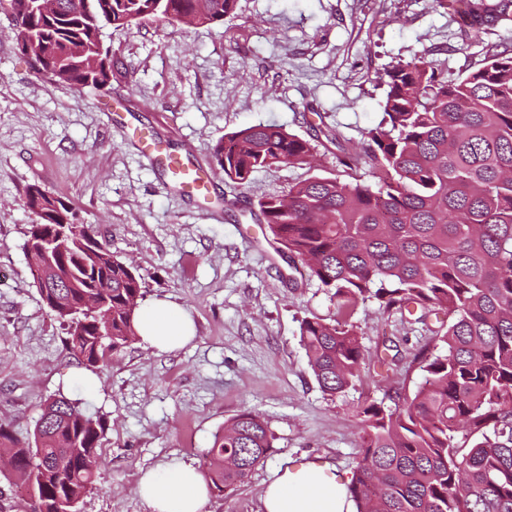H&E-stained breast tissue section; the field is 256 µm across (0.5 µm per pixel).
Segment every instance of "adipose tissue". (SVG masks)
Masks as SVG:
<instances>
[{
	"mask_svg": "<svg viewBox=\"0 0 512 512\" xmlns=\"http://www.w3.org/2000/svg\"><path fill=\"white\" fill-rule=\"evenodd\" d=\"M135 329L152 348L172 350L190 342L194 326L190 313L165 299H155L138 311ZM153 512H203L207 487L196 468L168 465L146 473L139 484ZM264 512H356L346 484L329 465L306 462L278 470L269 483Z\"/></svg>",
	"mask_w": 512,
	"mask_h": 512,
	"instance_id": "1",
	"label": "adipose tissue"
}]
</instances>
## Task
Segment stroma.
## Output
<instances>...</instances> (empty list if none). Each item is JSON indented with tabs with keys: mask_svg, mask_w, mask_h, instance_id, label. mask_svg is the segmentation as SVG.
<instances>
[{
	"mask_svg": "<svg viewBox=\"0 0 512 512\" xmlns=\"http://www.w3.org/2000/svg\"><path fill=\"white\" fill-rule=\"evenodd\" d=\"M104 46L108 88L43 76L0 11V422L30 441L44 403L61 394L104 421L80 512H151L140 477L176 462L201 467L214 435L244 411L268 423L276 450L244 484L209 493L203 512H263L273 471L304 460L351 481L361 458L355 408L392 409L413 395L424 382L414 356L448 318L421 322L373 299L341 306L280 251L257 202L338 172V155L381 118L386 69L421 59L451 79L468 73L489 47L512 50V14L474 30L447 0H240L223 24L146 18L105 29ZM258 122L338 140L317 145L312 165L263 168L204 198L164 188L132 138L153 133L207 170L216 141ZM34 184L67 202L75 223L96 225L140 275L143 301L189 311L195 339L170 352L136 339L91 368L71 355L25 250ZM312 317L360 334L365 360L344 396H325L308 365L300 325Z\"/></svg>",
	"mask_w": 512,
	"mask_h": 512,
	"instance_id": "35a3bbf8",
	"label": "stroma"
}]
</instances>
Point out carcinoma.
Instances as JSON below:
<instances>
[{"mask_svg":"<svg viewBox=\"0 0 512 512\" xmlns=\"http://www.w3.org/2000/svg\"><path fill=\"white\" fill-rule=\"evenodd\" d=\"M239 0H56L51 16L27 12L30 35L15 32L19 50L42 63L41 74L63 70L67 82L104 89L112 83L106 27L125 28L146 17L173 23L193 15L218 25ZM476 27L489 14L465 0ZM380 122L360 151L339 158L343 173L314 176L258 201L259 214L291 259L344 304L375 299L387 310H441L445 352L420 353L424 384L404 404L355 410L362 458L348 493L357 512H512V51L490 49L482 66L441 80L423 60L386 72ZM315 145L274 124L227 133L213 164L243 186L252 173L277 164H312ZM378 173L375 185L358 170ZM24 205L39 222L29 236H50L70 223L71 208L37 186ZM66 262L51 269L57 300L45 304L67 324L66 348L94 367L137 336L141 278L108 249L92 256L69 245ZM112 291L101 298L110 328L68 306L97 291L104 269ZM301 342L323 394L336 397L359 376L362 346L350 324L306 318ZM105 426L63 395L49 401L33 441L20 442L0 423V449L11 450L15 475L27 484L33 512H75L93 488L88 459ZM463 432L471 444L456 442ZM275 435L259 415L244 411L215 434L204 454L210 489L245 483L275 452Z\"/></svg>","mask_w":512,"mask_h":512,"instance_id":"obj_1","label":"carcinoma"}]
</instances>
